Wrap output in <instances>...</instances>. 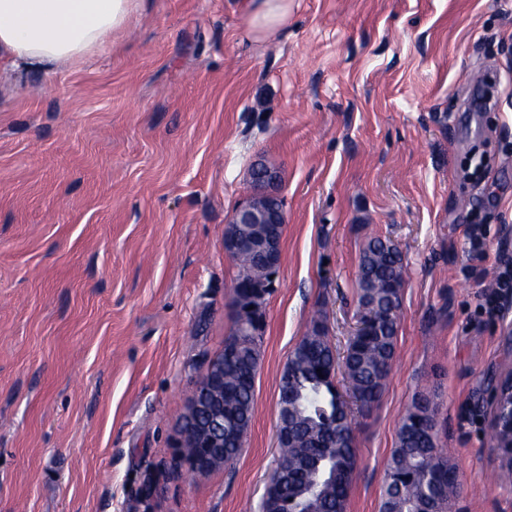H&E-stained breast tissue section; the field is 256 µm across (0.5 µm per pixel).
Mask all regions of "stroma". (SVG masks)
<instances>
[{
	"instance_id": "1",
	"label": "stroma",
	"mask_w": 512,
	"mask_h": 512,
	"mask_svg": "<svg viewBox=\"0 0 512 512\" xmlns=\"http://www.w3.org/2000/svg\"><path fill=\"white\" fill-rule=\"evenodd\" d=\"M490 69L512 79V0H293L272 40L244 0H142L107 55L0 63V512H140L147 489L151 512H258L282 372L316 310L344 354L371 236L408 277L384 393L353 412L347 512H380L421 392L456 512H512L485 402L512 370V295L487 304L512 264V96L464 109ZM260 156L286 224L253 424L233 464L179 479L178 420L231 329L224 227Z\"/></svg>"
}]
</instances>
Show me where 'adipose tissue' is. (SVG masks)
<instances>
[{
    "label": "adipose tissue",
    "mask_w": 512,
    "mask_h": 512,
    "mask_svg": "<svg viewBox=\"0 0 512 512\" xmlns=\"http://www.w3.org/2000/svg\"><path fill=\"white\" fill-rule=\"evenodd\" d=\"M137 0H0V57L45 69L106 55ZM290 0H246V29L272 39L288 26Z\"/></svg>",
    "instance_id": "adipose-tissue-1"
}]
</instances>
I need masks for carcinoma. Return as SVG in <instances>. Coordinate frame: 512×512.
<instances>
[{
	"instance_id": "1",
	"label": "carcinoma",
	"mask_w": 512,
	"mask_h": 512,
	"mask_svg": "<svg viewBox=\"0 0 512 512\" xmlns=\"http://www.w3.org/2000/svg\"><path fill=\"white\" fill-rule=\"evenodd\" d=\"M283 230L282 224H227L224 235L280 239ZM235 262L236 293L247 299L264 264L255 247ZM406 278L407 264L397 246L370 237L362 249L356 289V316L366 323L365 334L349 337L339 360L327 346L321 315L311 317L279 384V433H288L292 418L296 434L279 448L284 462L274 468L262 501L268 512H296L295 496L311 512H346L357 455L352 411L338 386L362 410L380 401L395 360ZM261 343L262 337L239 327L224 339V458L229 464L241 455L253 421ZM438 442L437 403L421 394L399 421L396 446L385 466L380 512H452L461 490L458 467Z\"/></svg>"
}]
</instances>
